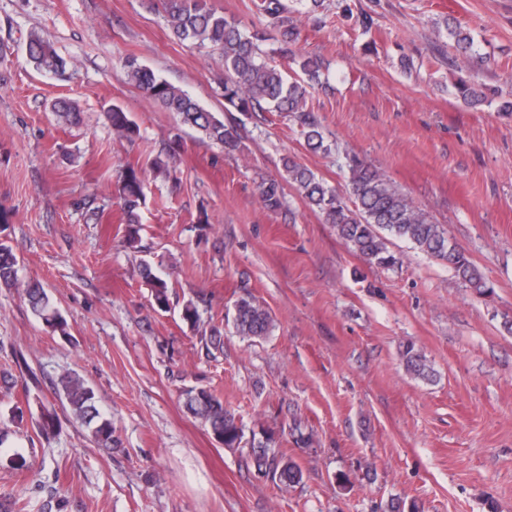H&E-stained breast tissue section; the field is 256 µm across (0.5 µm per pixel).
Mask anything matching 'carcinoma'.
<instances>
[{
    "label": "carcinoma",
    "instance_id": "carcinoma-1",
    "mask_svg": "<svg viewBox=\"0 0 512 512\" xmlns=\"http://www.w3.org/2000/svg\"><path fill=\"white\" fill-rule=\"evenodd\" d=\"M256 12L272 21L280 34L279 52L286 56L288 44L296 40L297 32L288 26L287 8L283 0H257ZM166 26L181 43L189 42L199 48L218 50L224 55V111L226 112H287L300 122L301 135L313 152L328 153L331 144L316 118L306 109L310 90L327 84L326 67L318 58L303 57L298 66L303 78L288 80L263 57L259 42L266 40L262 32L247 33L242 22L206 7L202 0H166ZM456 46L467 56L478 58L473 37L461 27L448 28ZM27 57L32 66L43 73L58 77L66 75L68 61L53 45L36 32L27 41ZM127 77L136 83L146 97L167 112L177 115L186 126L208 141L220 145L227 152L238 148L237 128L203 107L188 91L178 88L157 76L153 70L129 57L124 63ZM457 96L467 105L486 101L482 87L464 79L455 85ZM57 121L69 126L78 120V110L67 101L53 105ZM112 132L120 138L133 140L140 129L124 108L114 105L105 112ZM282 179H270L261 186V199L271 209L284 203V185L296 188L307 205L322 215L325 223L336 227L338 236L369 266L390 269L400 258L390 249L392 241L404 240L429 259L448 264L456 275L477 294L492 293L490 286L476 270L464 252L449 244L448 237L429 212L413 203L397 185L382 172L363 160L355 158L349 165V190L355 207L328 186L309 168L293 161L284 163ZM146 204L143 169L127 164L120 175L119 205L125 224L124 241L137 242L141 209ZM19 260L14 249L0 243V287L19 288L34 316L48 327L66 333V320L53 304L47 292L36 282H22L18 277ZM139 274L151 289L155 305L161 310L170 306L169 283L153 264L143 261ZM232 322L238 335L255 338L268 335L272 328L269 312L249 296L239 298L232 313ZM400 359L405 371L425 381H432L434 369L412 344L403 347ZM55 392L65 401L75 419L91 430L94 443L109 450L120 447L112 415L100 408L94 391L83 379L72 372L58 377ZM184 407L201 421L214 439L229 449L242 447L245 437L241 420L224 401L206 388L190 387L183 390ZM275 432L266 430L262 439L250 441V461L263 475L271 476L280 490L300 483L303 472L299 465L284 456L270 452L275 447Z\"/></svg>",
    "mask_w": 512,
    "mask_h": 512
}]
</instances>
